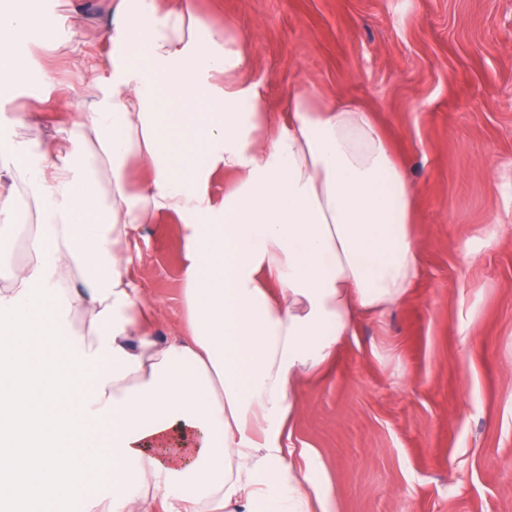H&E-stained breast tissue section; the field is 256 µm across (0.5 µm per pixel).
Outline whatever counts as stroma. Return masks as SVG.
Instances as JSON below:
<instances>
[{
    "label": "stroma",
    "instance_id": "35a3bbf8",
    "mask_svg": "<svg viewBox=\"0 0 512 512\" xmlns=\"http://www.w3.org/2000/svg\"><path fill=\"white\" fill-rule=\"evenodd\" d=\"M25 81L0 90V130L45 135L66 99L108 73L110 0H22ZM247 38L271 112L303 83L373 114L416 190L420 277L364 316L298 387L289 445L311 449L332 512H512V0H195ZM37 108V131L16 129ZM132 273L174 336L182 235L162 219Z\"/></svg>",
    "mask_w": 512,
    "mask_h": 512
}]
</instances>
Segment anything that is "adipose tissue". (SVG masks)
Returning <instances> with one entry per match:
<instances>
[{"label":"adipose tissue","mask_w":512,"mask_h":512,"mask_svg":"<svg viewBox=\"0 0 512 512\" xmlns=\"http://www.w3.org/2000/svg\"><path fill=\"white\" fill-rule=\"evenodd\" d=\"M39 23L0 13V87L24 80ZM245 43L192 0H114L111 73L73 121L34 153L0 132V247L18 194L37 214L0 285V474L25 455L30 500L88 475L108 491L86 512H330L311 449L287 445L296 389L413 288L415 190L360 105L300 85L276 119ZM219 171L235 180L216 204ZM160 216L184 254L163 342L129 250Z\"/></svg>","instance_id":"1"}]
</instances>
